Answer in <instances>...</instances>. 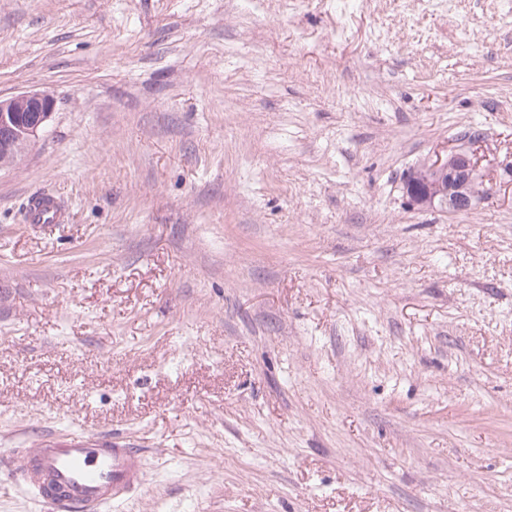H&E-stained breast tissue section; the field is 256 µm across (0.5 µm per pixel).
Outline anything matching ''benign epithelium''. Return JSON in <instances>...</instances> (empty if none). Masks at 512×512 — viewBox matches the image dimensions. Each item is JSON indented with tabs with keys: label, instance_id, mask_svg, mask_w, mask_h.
I'll return each instance as SVG.
<instances>
[{
	"label": "benign epithelium",
	"instance_id": "7a95c632",
	"mask_svg": "<svg viewBox=\"0 0 512 512\" xmlns=\"http://www.w3.org/2000/svg\"><path fill=\"white\" fill-rule=\"evenodd\" d=\"M56 106L55 99L38 92H22L0 97V144H18L27 148L35 142L43 124ZM485 192L476 176V162L471 153H454L444 160L414 173L406 183L409 201L418 206L464 211Z\"/></svg>",
	"mask_w": 512,
	"mask_h": 512
}]
</instances>
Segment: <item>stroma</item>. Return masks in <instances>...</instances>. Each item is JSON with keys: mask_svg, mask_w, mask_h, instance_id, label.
<instances>
[{"mask_svg": "<svg viewBox=\"0 0 512 512\" xmlns=\"http://www.w3.org/2000/svg\"><path fill=\"white\" fill-rule=\"evenodd\" d=\"M22 91L0 455L127 441L112 512H512L506 0H0ZM467 151L488 196L409 203ZM55 106L56 101L52 96L38 92H22L9 98L0 96V151L1 143L5 142L8 146L11 145V148L21 143L27 149L39 136L43 124L54 112ZM20 112H29L33 116L23 125L17 116ZM13 151L14 148L7 149L4 145L0 154V167L14 163ZM25 218L29 224H65L69 213L64 202L52 194H37L27 200Z\"/></svg>", "mask_w": 512, "mask_h": 512, "instance_id": "35a3bbf8", "label": "stroma"}]
</instances>
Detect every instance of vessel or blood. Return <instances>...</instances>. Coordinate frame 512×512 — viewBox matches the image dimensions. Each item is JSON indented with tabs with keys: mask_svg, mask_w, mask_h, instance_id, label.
Masks as SVG:
<instances>
[{
	"mask_svg": "<svg viewBox=\"0 0 512 512\" xmlns=\"http://www.w3.org/2000/svg\"><path fill=\"white\" fill-rule=\"evenodd\" d=\"M25 218L31 224H64L69 213L59 197L37 194L28 199ZM4 464L50 512H106L145 481L140 449L95 434L47 438L35 448L13 450Z\"/></svg>",
	"mask_w": 512,
	"mask_h": 512,
	"instance_id": "vessel-or-blood-1",
	"label": "vessel or blood"
}]
</instances>
